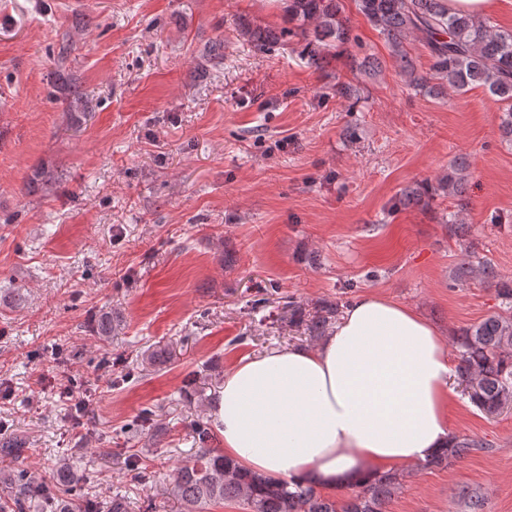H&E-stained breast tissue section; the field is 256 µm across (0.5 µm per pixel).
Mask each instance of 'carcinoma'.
<instances>
[{
	"label": "carcinoma",
	"instance_id": "1",
	"mask_svg": "<svg viewBox=\"0 0 512 512\" xmlns=\"http://www.w3.org/2000/svg\"><path fill=\"white\" fill-rule=\"evenodd\" d=\"M357 5L390 47L399 75L415 93L437 97L447 90L464 93L483 86L500 104L503 136L512 139V31L496 30L484 19L450 13L447 0H357ZM287 12L300 25L279 31L256 27L247 32L261 47L288 37L304 40L302 53L317 70L324 68L336 48L355 41L340 0H288ZM415 31L426 38L431 58L427 72L418 71L406 50V41ZM362 94L363 89L351 81L336 83V96L353 105L362 100ZM467 169V159L458 156L436 185H409L402 189L398 203L427 208L440 192L460 199ZM476 272L495 287L508 310L458 331L456 371L470 400L494 416L512 407V281L498 279L486 261L477 266L463 263L456 268L453 281L461 285ZM340 309L339 303L323 306L307 324L309 336L324 335L336 323ZM114 322L112 312L100 314L94 323L95 334L103 341L108 339ZM193 434L196 452L177 467L171 484V494L184 512H206L224 500H241L250 512H385L399 487L396 474L382 473L336 501L313 486L274 481L232 466L221 449L212 447L214 434L208 422L195 424ZM488 448L482 439L453 436L448 447L424 462V467L447 468ZM23 452L20 439L0 443V458L14 462L0 468V483L11 489V498L0 504V512H26L34 504L44 512H92L93 504L86 496L75 493L77 482L69 460H59L51 480L38 481L19 464Z\"/></svg>",
	"mask_w": 512,
	"mask_h": 512
}]
</instances>
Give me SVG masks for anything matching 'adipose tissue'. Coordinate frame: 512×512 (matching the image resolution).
Segmentation results:
<instances>
[{
    "label": "adipose tissue",
    "instance_id": "ef3b65f1",
    "mask_svg": "<svg viewBox=\"0 0 512 512\" xmlns=\"http://www.w3.org/2000/svg\"><path fill=\"white\" fill-rule=\"evenodd\" d=\"M446 340L413 309L368 295L314 346L241 358L208 416L237 468L301 485H357L447 447Z\"/></svg>",
    "mask_w": 512,
    "mask_h": 512
}]
</instances>
